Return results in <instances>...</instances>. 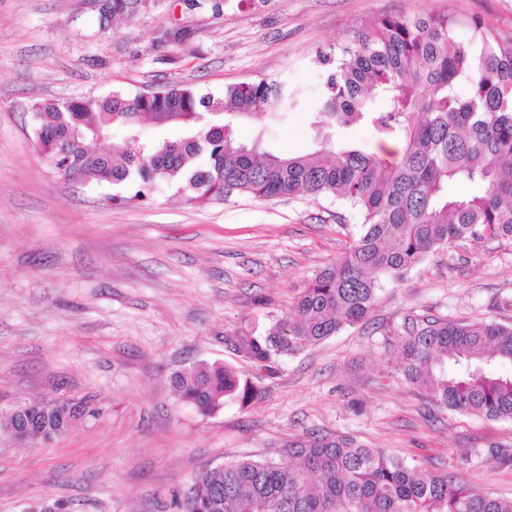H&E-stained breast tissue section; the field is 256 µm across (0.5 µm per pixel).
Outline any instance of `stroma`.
Wrapping results in <instances>:
<instances>
[{
  "label": "stroma",
  "instance_id": "stroma-1",
  "mask_svg": "<svg viewBox=\"0 0 512 512\" xmlns=\"http://www.w3.org/2000/svg\"><path fill=\"white\" fill-rule=\"evenodd\" d=\"M0 0V399L93 396L99 418L51 442L0 432V512H171L206 469L273 456L291 435L346 433L463 486L512 498V467L475 448H512V421L441 411L397 372L407 320L512 324V246L462 241L388 287L367 320L281 361L273 374L225 344L241 322L292 315L295 296L357 234L336 203L235 196L195 205L160 185L113 206L65 181L33 136L30 107L185 82L288 78L314 87L318 50L392 15L480 17L512 36V0ZM183 42L157 44L165 28ZM312 114L290 112L269 147L296 156ZM226 364L259 395L203 416L171 376Z\"/></svg>",
  "mask_w": 512,
  "mask_h": 512
}]
</instances>
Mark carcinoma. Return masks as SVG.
Wrapping results in <instances>:
<instances>
[{"label": "carcinoma", "mask_w": 512, "mask_h": 512, "mask_svg": "<svg viewBox=\"0 0 512 512\" xmlns=\"http://www.w3.org/2000/svg\"><path fill=\"white\" fill-rule=\"evenodd\" d=\"M450 14L385 16L318 53L326 67L312 100L286 80L239 83L224 95H201L173 83L145 97L114 91L100 99L36 102L33 134L66 180L115 187L112 205L148 198L165 182L190 202L234 195L332 197L362 216L359 232L336 263L295 297L292 318L231 336L240 360L269 371L279 361L364 319L386 286L458 241L512 244V37L480 18L471 39L458 38ZM469 85L459 96L458 82ZM306 109L316 130L312 150L282 156L235 138L241 120L264 129ZM149 119L154 135L142 134ZM367 128L383 145H401L389 162L341 143L336 130ZM124 131L120 145L91 143ZM177 128L181 134L168 136ZM476 191L448 195V183ZM398 373L441 410L512 421V325L425 320L406 331ZM179 400L206 416L227 399L257 396L226 365H194L174 374ZM29 432L52 438L59 419L27 418ZM173 512H512V498L458 487L448 472L341 434L290 436L279 458L241 457L199 475Z\"/></svg>", "instance_id": "carcinoma-1"}]
</instances>
